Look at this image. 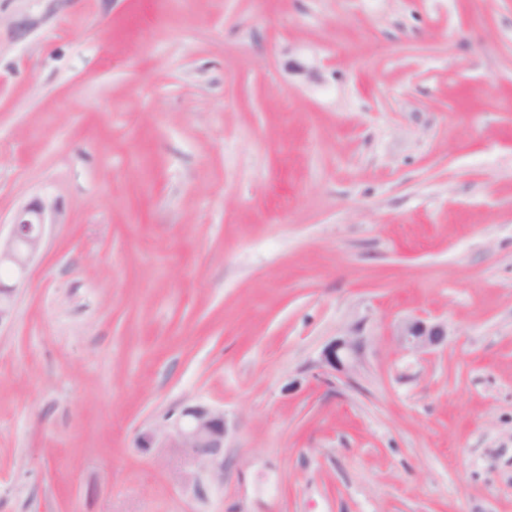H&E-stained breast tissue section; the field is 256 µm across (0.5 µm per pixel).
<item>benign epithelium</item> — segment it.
<instances>
[{
    "instance_id": "7a95c632",
    "label": "benign epithelium",
    "mask_w": 512,
    "mask_h": 512,
    "mask_svg": "<svg viewBox=\"0 0 512 512\" xmlns=\"http://www.w3.org/2000/svg\"><path fill=\"white\" fill-rule=\"evenodd\" d=\"M48 206L35 200L20 208L12 217L8 237L0 238V267L23 272L40 250L43 229L47 224ZM14 307V289L0 285V323L10 318ZM398 344L405 350L426 354L444 342L448 325L425 316L405 317L391 328ZM360 340L341 339L327 353L329 362L338 371H346L356 359ZM226 423L224 412L205 405L183 409L181 417L146 435L149 446L157 442L169 448H183L201 471L212 475L224 473Z\"/></svg>"
}]
</instances>
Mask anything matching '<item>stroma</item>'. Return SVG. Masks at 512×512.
Instances as JSON below:
<instances>
[{
	"label": "stroma",
	"mask_w": 512,
	"mask_h": 512,
	"mask_svg": "<svg viewBox=\"0 0 512 512\" xmlns=\"http://www.w3.org/2000/svg\"><path fill=\"white\" fill-rule=\"evenodd\" d=\"M36 198L0 512H512V0H0ZM196 404L223 479L144 444ZM391 334L405 350L426 354L444 342L448 324L425 316L405 317L392 325ZM361 341L357 337L341 339L327 353L329 362L337 371H346L356 359Z\"/></svg>",
	"instance_id": "35a3bbf8"
}]
</instances>
